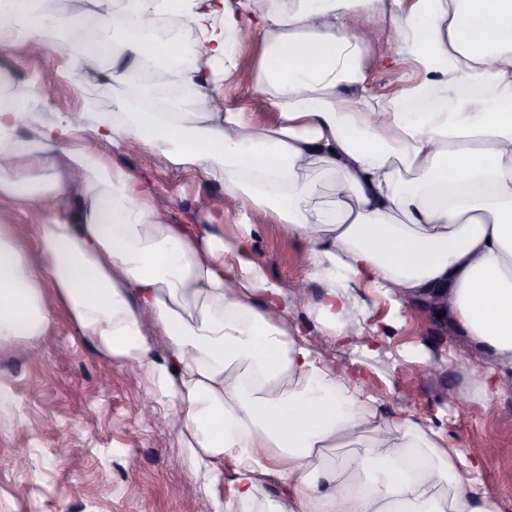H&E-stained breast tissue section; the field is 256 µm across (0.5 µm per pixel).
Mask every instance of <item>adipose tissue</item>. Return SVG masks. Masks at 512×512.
<instances>
[{"label":"adipose tissue","mask_w":512,"mask_h":512,"mask_svg":"<svg viewBox=\"0 0 512 512\" xmlns=\"http://www.w3.org/2000/svg\"><path fill=\"white\" fill-rule=\"evenodd\" d=\"M70 2L61 17L0 0V36L42 44L94 14L111 37L87 40L64 67L118 91L111 111L54 123L29 91L0 92V199L52 202L34 227L38 265L0 227V346L42 335L64 309L168 404L197 486H227L216 512H500L462 474L480 453L384 416L361 377L313 352L251 239L257 213L300 235L324 285L316 319L339 337L366 279L395 305L456 321L484 355V393L512 380V0ZM245 14L264 41L251 76L274 107L262 124L219 92L237 71ZM359 14L381 17L388 69L409 57L420 72L385 98L367 91L372 41L349 28ZM148 16L202 26L200 49L157 39ZM172 61L167 89L157 75ZM206 61L220 72L205 74ZM133 145L221 183L240 234L225 238L220 210L208 224L172 223L152 183L118 162ZM317 170L334 179L330 197ZM266 476L278 499L264 495Z\"/></svg>","instance_id":"1"}]
</instances>
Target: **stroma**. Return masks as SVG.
<instances>
[{
	"instance_id": "stroma-1",
	"label": "stroma",
	"mask_w": 512,
	"mask_h": 512,
	"mask_svg": "<svg viewBox=\"0 0 512 512\" xmlns=\"http://www.w3.org/2000/svg\"><path fill=\"white\" fill-rule=\"evenodd\" d=\"M76 45L67 28L38 56L28 53L22 37L1 40L0 86L28 89L51 119L82 111L91 99L98 111H111L112 88L80 72L63 76L60 58ZM384 50L374 41L366 59L369 91L377 97L399 90L412 74L387 71ZM66 81L72 93L52 96ZM223 89L225 107L249 112L258 123L267 119V97L233 79ZM118 160L171 199L174 222L206 223L223 196L219 184L195 172L173 174L150 152L130 151ZM258 222L251 247L265 276L286 293L319 300L323 285L303 263L300 238L266 217ZM351 294L357 304L352 323L362 334L358 348L334 339L304 306L295 308L292 319L313 351L368 376L383 414L440 429L449 447L481 449L475 480L502 512H512V390L480 405L479 384L467 368L480 353L457 324L417 304L396 306L367 281ZM102 363L61 309L43 335L0 347V378L14 400L0 417V512H214L211 494L184 495L194 483L192 467L167 421L141 413L142 382L116 366L110 389L102 390ZM414 365L426 370L417 380L410 375ZM460 398L467 409L454 408Z\"/></svg>"
}]
</instances>
